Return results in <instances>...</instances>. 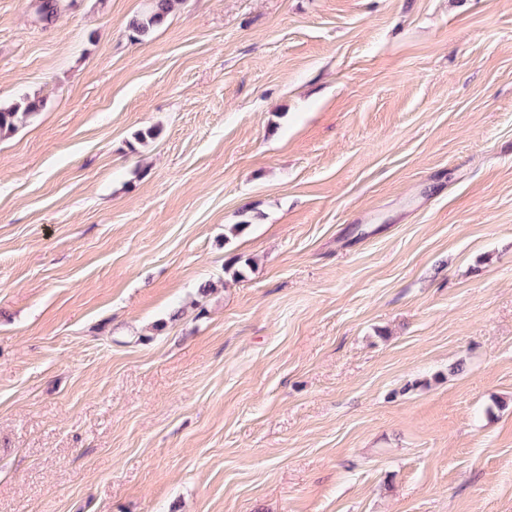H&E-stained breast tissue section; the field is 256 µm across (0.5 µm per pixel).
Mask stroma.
<instances>
[{
    "instance_id": "stroma-1",
    "label": "stroma",
    "mask_w": 512,
    "mask_h": 512,
    "mask_svg": "<svg viewBox=\"0 0 512 512\" xmlns=\"http://www.w3.org/2000/svg\"><path fill=\"white\" fill-rule=\"evenodd\" d=\"M37 3L0 512H512V0ZM178 0H146L143 10L129 23L132 38L142 41L167 21Z\"/></svg>"
}]
</instances>
